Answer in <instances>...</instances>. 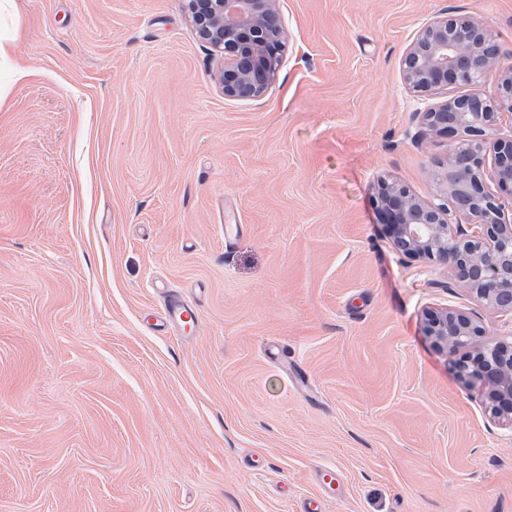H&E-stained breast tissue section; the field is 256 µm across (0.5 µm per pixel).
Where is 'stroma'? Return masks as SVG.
I'll use <instances>...</instances> for the list:
<instances>
[{
  "label": "stroma",
  "instance_id": "1",
  "mask_svg": "<svg viewBox=\"0 0 512 512\" xmlns=\"http://www.w3.org/2000/svg\"><path fill=\"white\" fill-rule=\"evenodd\" d=\"M279 7L257 100L225 97L188 0L0 15V512H512V430L426 334L512 322L396 251L376 202L383 176L432 199L453 157L407 46L468 14L512 65V0ZM170 291L194 331L151 326Z\"/></svg>",
  "mask_w": 512,
  "mask_h": 512
}]
</instances>
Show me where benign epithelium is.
I'll return each mask as SVG.
<instances>
[{"mask_svg":"<svg viewBox=\"0 0 512 512\" xmlns=\"http://www.w3.org/2000/svg\"><path fill=\"white\" fill-rule=\"evenodd\" d=\"M190 5L200 37L224 57V96L262 97L277 77L284 45L279 0H190ZM501 55L494 32L469 15H440L419 31L401 60L410 88L425 94L494 75L496 93L492 99L447 98L421 113L422 124L436 133L453 134L463 122L477 125L461 130L458 143L468 144L467 159L437 176L433 200L418 198L392 179L380 180L377 194L396 250L447 266L480 303L512 318V218L505 217V199L512 200V138H487L504 118L512 121V66H503ZM487 178L500 194L488 191ZM454 213L467 224L452 222ZM479 333L471 316L448 308L427 329L440 348L473 349L460 374L482 385L490 418L512 429V339L476 346Z\"/></svg>","mask_w":512,"mask_h":512,"instance_id":"benign-epithelium-1","label":"benign epithelium"}]
</instances>
